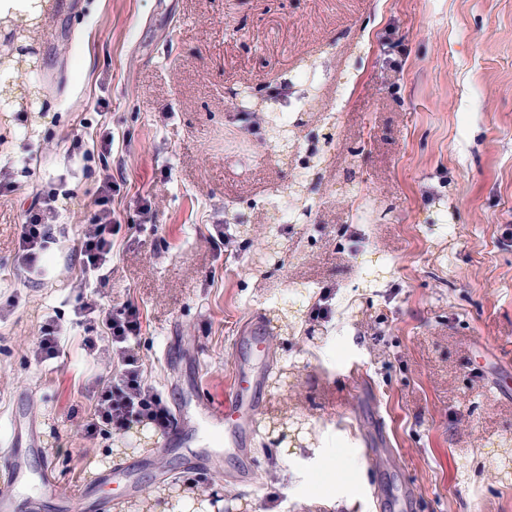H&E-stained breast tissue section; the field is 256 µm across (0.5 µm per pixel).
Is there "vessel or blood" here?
I'll return each instance as SVG.
<instances>
[{
	"instance_id": "b4317fda",
	"label": "vessel or blood",
	"mask_w": 512,
	"mask_h": 512,
	"mask_svg": "<svg viewBox=\"0 0 512 512\" xmlns=\"http://www.w3.org/2000/svg\"><path fill=\"white\" fill-rule=\"evenodd\" d=\"M269 346L258 331H250L237 340V373L219 401L209 400L205 394H197L195 405L180 404L173 410V425L162 438L165 450L183 446L189 432L216 431L224 435V450L236 454L243 466L236 480L240 485H250L254 479V467L249 448L253 421L259 413L257 394L261 379L254 363L265 359ZM14 426L12 438L6 448L0 450V458L6 459L10 470V482L0 488V512H25L33 497H50L53 483L48 474L31 477L29 457L38 452L39 440L34 419L11 413Z\"/></svg>"
}]
</instances>
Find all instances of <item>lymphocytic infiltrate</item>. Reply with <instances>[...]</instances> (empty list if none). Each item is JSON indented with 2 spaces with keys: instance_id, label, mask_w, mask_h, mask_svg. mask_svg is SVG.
Instances as JSON below:
<instances>
[{
  "instance_id": "1",
  "label": "lymphocytic infiltrate",
  "mask_w": 512,
  "mask_h": 512,
  "mask_svg": "<svg viewBox=\"0 0 512 512\" xmlns=\"http://www.w3.org/2000/svg\"><path fill=\"white\" fill-rule=\"evenodd\" d=\"M117 185L103 178L96 191L95 211L71 250L85 281L105 285L111 270L115 236L121 226L112 209V194ZM73 199V191L50 195L42 205L29 209L20 226L17 260L30 267L53 243L51 223L57 214L58 198ZM80 321L96 326L97 333L82 339L86 352L105 351L107 370L99 374L92 389L91 406L79 427L88 440L108 436L137 423L153 425L165 434L173 417L163 394L149 383L136 345L143 332V312L137 301L129 299L113 308H103L97 300L80 303L76 310Z\"/></svg>"
}]
</instances>
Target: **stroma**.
Segmentation results:
<instances>
[{"mask_svg":"<svg viewBox=\"0 0 512 512\" xmlns=\"http://www.w3.org/2000/svg\"><path fill=\"white\" fill-rule=\"evenodd\" d=\"M49 0L37 72L17 83L42 110L0 114V443L13 405L39 421L43 462L73 512H136L185 486L179 457L155 460L156 431L131 453L125 430L86 440L87 388L104 365L81 348L79 298L134 299L148 379L191 401L222 396L234 340L260 322L272 346L260 418L305 421L302 446L257 432V473L224 456L202 487L239 512H512V484L488 463L512 445V0ZM307 100L297 134L319 144L307 218L277 225L280 251L257 266L274 194L300 171L265 149L239 108ZM111 134V152L94 148ZM27 159L31 176L18 163ZM382 216L353 220L349 172ZM124 178L122 230L106 287L87 288L68 250L103 173ZM77 192L39 269H17L26 210ZM151 194L150 213L141 195ZM223 225L232 254L207 240ZM336 290L328 323L311 312ZM27 297L15 307V293ZM294 300L295 323L277 307ZM65 324L58 358L32 350L42 316ZM315 327L316 337L305 331ZM182 359L165 366L169 336ZM357 468L340 472L337 455ZM139 463L140 494L104 484Z\"/></svg>","mask_w":512,"mask_h":512,"instance_id":"35a3bbf8","label":"stroma"}]
</instances>
